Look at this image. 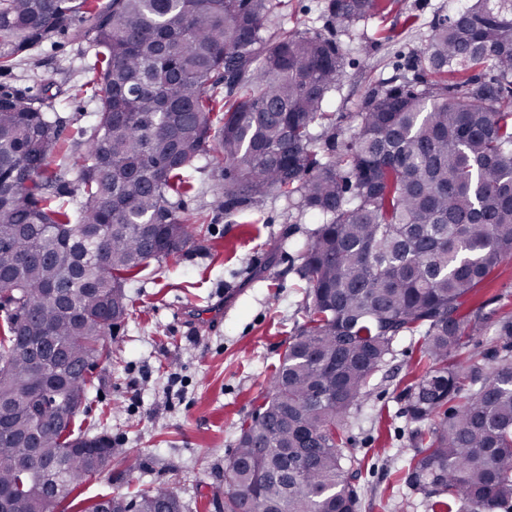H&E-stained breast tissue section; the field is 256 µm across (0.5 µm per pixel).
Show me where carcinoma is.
Returning a JSON list of instances; mask_svg holds the SVG:
<instances>
[{"mask_svg": "<svg viewBox=\"0 0 512 512\" xmlns=\"http://www.w3.org/2000/svg\"><path fill=\"white\" fill-rule=\"evenodd\" d=\"M384 0H329L340 28ZM271 0H0V70L58 32L95 50L98 102L72 218L50 159L58 119L0 87V401L21 403L0 433V490L12 512H54L112 442L74 434L92 379L61 387L65 422L30 414L41 398L20 341L112 362L125 286L203 232L178 198L194 162L224 160L218 206L233 213L297 193L321 219L303 255L307 319L224 467V512H357L340 434L393 343L420 336L429 369L408 390L419 448L409 484L432 512H495L512 501V319L486 375L455 361L465 305L512 257V0H474L435 24L418 57L437 76L383 82L354 140L317 146L343 56L317 31L271 36ZM456 80L448 82V76ZM460 398L452 413L441 408ZM181 512L159 485L104 495L82 512Z\"/></svg>", "mask_w": 512, "mask_h": 512, "instance_id": "cac0c4a2", "label": "carcinoma"}]
</instances>
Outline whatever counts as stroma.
Masks as SVG:
<instances>
[{
	"label": "stroma",
	"instance_id": "obj_1",
	"mask_svg": "<svg viewBox=\"0 0 512 512\" xmlns=\"http://www.w3.org/2000/svg\"><path fill=\"white\" fill-rule=\"evenodd\" d=\"M324 0H275L269 30L312 29L332 38L344 57L333 91L336 145L356 131V112L378 80L416 74L414 65L432 26L464 0H394L362 29L342 30L322 12ZM88 45L59 33L34 53L0 71V86L45 101L59 119V148L50 167L58 189H72L96 104L86 88ZM224 163L204 156L192 170L194 191L180 210L204 233L183 252L153 262L127 286L129 318L110 338L112 361L98 365L94 386L80 406L75 431L111 440V467L84 482L62 512H82L104 495L174 488L182 512H216L223 499L224 466L240 426L270 390L309 300L302 273L303 246L316 220L295 198L275 195L254 207L224 213L216 203ZM233 291L221 320L189 321L185 307L206 308ZM477 317L459 352L463 366L488 373L499 344L491 325L512 319V258L504 260L467 304ZM428 368L423 340L400 337L344 425L343 452L351 463L358 512H431L409 486L407 468L417 442L406 416L409 385ZM179 373L182 392L168 388ZM138 409H131L132 399Z\"/></svg>",
	"mask_w": 512,
	"mask_h": 512
}]
</instances>
